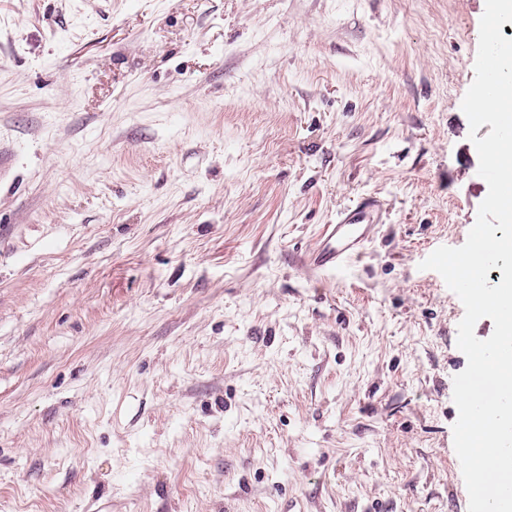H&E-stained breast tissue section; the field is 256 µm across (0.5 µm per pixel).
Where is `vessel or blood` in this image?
<instances>
[{"mask_svg":"<svg viewBox=\"0 0 512 512\" xmlns=\"http://www.w3.org/2000/svg\"><path fill=\"white\" fill-rule=\"evenodd\" d=\"M376 206L375 199H362L335 223L323 225L316 247L305 258L307 266L316 273L336 271L360 256L371 238Z\"/></svg>","mask_w":512,"mask_h":512,"instance_id":"b4317fda","label":"vessel or blood"}]
</instances>
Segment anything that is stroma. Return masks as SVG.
Returning a JSON list of instances; mask_svg holds the SVG:
<instances>
[{
    "mask_svg": "<svg viewBox=\"0 0 512 512\" xmlns=\"http://www.w3.org/2000/svg\"><path fill=\"white\" fill-rule=\"evenodd\" d=\"M484 9L0 0V512H468L420 264L488 193ZM374 198H363L355 207L338 215L336 224H325L316 247L305 258L316 273L347 267L369 243L374 228Z\"/></svg>",
    "mask_w": 512,
    "mask_h": 512,
    "instance_id": "stroma-1",
    "label": "stroma"
}]
</instances>
